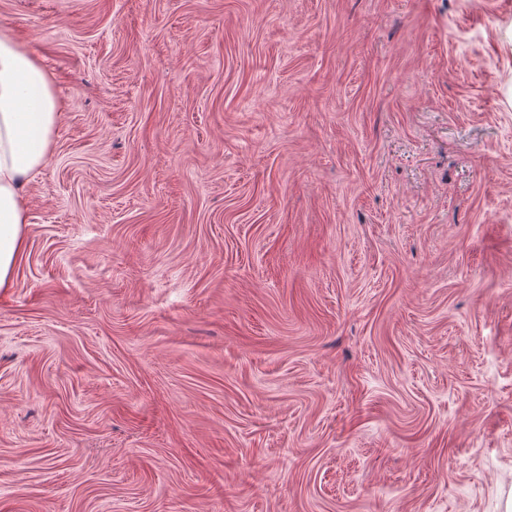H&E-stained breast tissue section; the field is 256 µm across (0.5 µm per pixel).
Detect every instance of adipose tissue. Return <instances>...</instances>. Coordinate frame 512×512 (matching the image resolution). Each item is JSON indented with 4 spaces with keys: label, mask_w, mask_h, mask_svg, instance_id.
I'll return each instance as SVG.
<instances>
[{
    "label": "adipose tissue",
    "mask_w": 512,
    "mask_h": 512,
    "mask_svg": "<svg viewBox=\"0 0 512 512\" xmlns=\"http://www.w3.org/2000/svg\"><path fill=\"white\" fill-rule=\"evenodd\" d=\"M62 110L33 52L0 28V289L12 285L30 208L25 188L49 159Z\"/></svg>",
    "instance_id": "obj_1"
}]
</instances>
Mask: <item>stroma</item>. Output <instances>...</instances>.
Instances as JSON below:
<instances>
[{"mask_svg":"<svg viewBox=\"0 0 512 512\" xmlns=\"http://www.w3.org/2000/svg\"><path fill=\"white\" fill-rule=\"evenodd\" d=\"M65 103L0 290V512H512V0H0Z\"/></svg>","mask_w":512,"mask_h":512,"instance_id":"35a3bbf8","label":"stroma"}]
</instances>
